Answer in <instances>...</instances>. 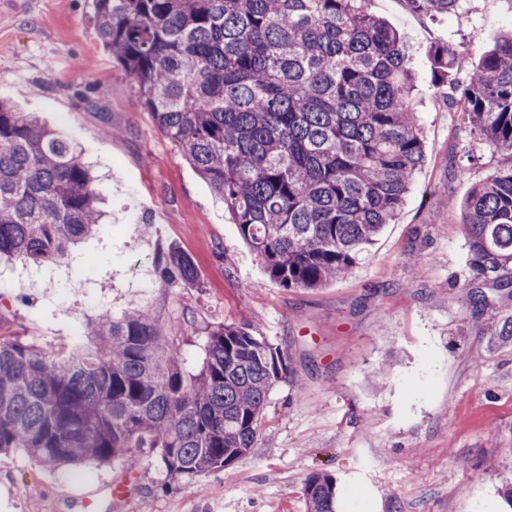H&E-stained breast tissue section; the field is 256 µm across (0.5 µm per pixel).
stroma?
<instances>
[{"label":"stroma","mask_w":512,"mask_h":512,"mask_svg":"<svg viewBox=\"0 0 512 512\" xmlns=\"http://www.w3.org/2000/svg\"><path fill=\"white\" fill-rule=\"evenodd\" d=\"M409 45L412 99L425 160L406 202L346 275L322 287L271 280L223 205L158 130L95 30L93 0H0V100L35 113L78 145L102 176L111 219L72 250L54 277L0 268V336L42 349L69 341L71 321L141 309L158 320L194 372L207 332L247 324L280 348L288 374L272 389L251 452L195 480H168L154 463L90 460L51 468L0 454V512H308L301 488L326 472L340 512H512V340L491 325L512 319V296L476 277L460 202L506 166L482 144L450 89L432 80L435 44L459 50L465 79L484 47L512 28V0H464L425 17L405 0H368ZM109 78L110 90L95 84ZM178 247L197 286L160 276ZM487 298L481 309L472 289ZM126 482L123 496L107 494Z\"/></svg>","instance_id":"1"}]
</instances>
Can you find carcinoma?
Returning <instances> with one entry per match:
<instances>
[{
  "label": "carcinoma",
  "mask_w": 512,
  "mask_h": 512,
  "mask_svg": "<svg viewBox=\"0 0 512 512\" xmlns=\"http://www.w3.org/2000/svg\"><path fill=\"white\" fill-rule=\"evenodd\" d=\"M422 16L462 0H406ZM367 0H94L96 31L159 130L209 185L269 277L313 290L345 275L403 204L424 160L403 37ZM458 50H430L435 84ZM472 131L511 164L459 204L477 275L512 281V30L454 87ZM97 176L76 148L0 101V257L58 265L102 227ZM160 274L197 284L171 248ZM283 353L245 324L208 332L197 372L133 309L81 325L49 355L0 336V452L61 468L85 460L169 480L219 471L254 448ZM310 512H337L309 476Z\"/></svg>",
  "instance_id": "cac0c4a2"
}]
</instances>
